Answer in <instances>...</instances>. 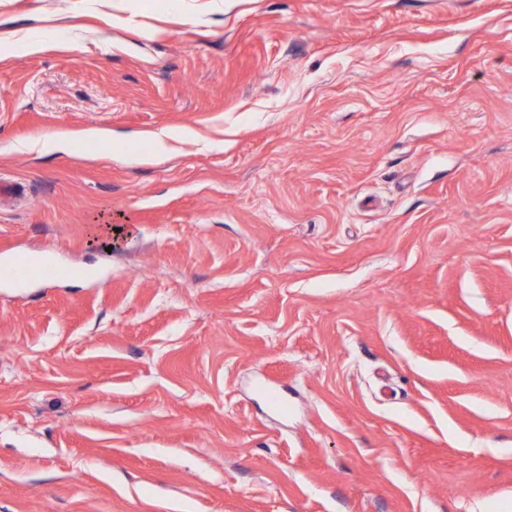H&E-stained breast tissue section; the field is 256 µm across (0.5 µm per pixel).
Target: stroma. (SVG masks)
<instances>
[{
  "label": "stroma",
  "mask_w": 512,
  "mask_h": 512,
  "mask_svg": "<svg viewBox=\"0 0 512 512\" xmlns=\"http://www.w3.org/2000/svg\"><path fill=\"white\" fill-rule=\"evenodd\" d=\"M59 28L0 58V264L58 269L0 512H512V0H0Z\"/></svg>",
  "instance_id": "1"
}]
</instances>
